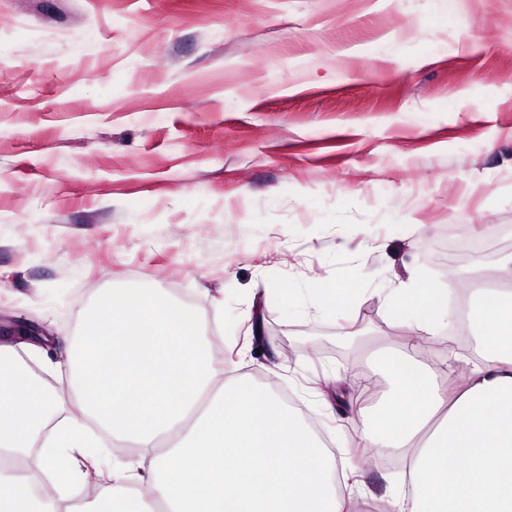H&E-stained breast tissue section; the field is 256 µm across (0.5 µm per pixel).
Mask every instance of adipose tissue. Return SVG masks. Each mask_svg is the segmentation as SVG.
Listing matches in <instances>:
<instances>
[{
  "label": "adipose tissue",
  "mask_w": 512,
  "mask_h": 512,
  "mask_svg": "<svg viewBox=\"0 0 512 512\" xmlns=\"http://www.w3.org/2000/svg\"><path fill=\"white\" fill-rule=\"evenodd\" d=\"M497 278L471 292L477 358L459 377L439 381L413 337L365 375L361 392L381 377L388 391L361 415L360 445L405 466L376 512H512V253ZM385 303L430 335L448 299L416 279ZM71 362L81 415L58 419L48 391L0 344V455L13 462L0 470V512H55L35 490L89 447L87 419L139 456L93 510L68 512H350L353 464L272 383L225 379L198 313L162 289L99 292Z\"/></svg>",
  "instance_id": "adipose-tissue-1"
}]
</instances>
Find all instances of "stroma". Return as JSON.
I'll list each match as a JSON object with an SVG mask.
<instances>
[{"label": "stroma", "mask_w": 512, "mask_h": 512, "mask_svg": "<svg viewBox=\"0 0 512 512\" xmlns=\"http://www.w3.org/2000/svg\"><path fill=\"white\" fill-rule=\"evenodd\" d=\"M510 251L512 0H0V344L48 333L58 416L95 295L156 287L355 456L351 371L416 333L385 296L447 293L421 346L449 378L476 342L448 345L446 264ZM321 283L357 304L323 315ZM401 470L363 469L354 512Z\"/></svg>", "instance_id": "1"}]
</instances>
